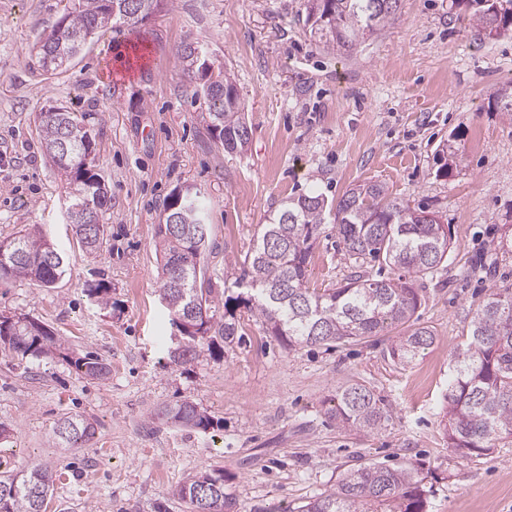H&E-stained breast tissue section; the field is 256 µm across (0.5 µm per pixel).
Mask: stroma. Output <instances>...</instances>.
<instances>
[{
    "mask_svg": "<svg viewBox=\"0 0 512 512\" xmlns=\"http://www.w3.org/2000/svg\"><path fill=\"white\" fill-rule=\"evenodd\" d=\"M70 0H0V241L38 230L69 258L43 288L0 280V315L45 324L78 353L110 363L108 380L60 360L0 354V476L31 464L62 474L47 512H186L175 488L220 469L238 512L306 503L365 463L412 462L427 512H512V438L460 460L442 416L453 349L486 290L512 289V114L495 93L512 82V34L488 38L463 0H401L395 20L354 51L306 30L305 0H163L144 22L105 30L64 71L39 65V45ZM204 44L237 87L250 141L225 152L212 138L198 73L183 44ZM57 104L91 116L97 168L110 206L105 242L86 254L65 216L66 184L43 153L38 114ZM463 157L441 174L438 153ZM367 181L438 212L454 243L416 280L417 322L436 334L411 363L393 362L394 332L288 348L255 320L229 352L173 364L175 334L159 295L157 226L179 186L208 201V273L234 281L260 224L302 193L338 201ZM325 213L308 280L335 288L352 273ZM105 281L111 304L88 294ZM367 385L391 406L378 433L337 427V389ZM189 401L218 428L190 431L156 419ZM96 423L84 448H58L63 415Z\"/></svg>",
    "mask_w": 512,
    "mask_h": 512,
    "instance_id": "stroma-1",
    "label": "stroma"
}]
</instances>
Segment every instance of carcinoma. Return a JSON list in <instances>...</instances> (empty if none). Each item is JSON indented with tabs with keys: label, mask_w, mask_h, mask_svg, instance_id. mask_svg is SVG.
Listing matches in <instances>:
<instances>
[{
	"label": "carcinoma",
	"mask_w": 512,
	"mask_h": 512,
	"mask_svg": "<svg viewBox=\"0 0 512 512\" xmlns=\"http://www.w3.org/2000/svg\"><path fill=\"white\" fill-rule=\"evenodd\" d=\"M399 0H326L310 33L325 45L351 51L364 38L380 35L395 19ZM471 20L488 38L512 32V0H466ZM161 0H77L45 37L40 49L59 54L54 69H63L79 54L86 42L105 28L135 26L160 6ZM186 65L195 71L209 70L207 48L199 42L182 46ZM212 75L215 91L208 99V127L215 141L227 151L243 152L248 146L249 128L242 116L241 101L224 100V90L235 85L226 67L219 65ZM39 133L45 156L68 184L76 179L62 167V159L88 156L95 152L87 115L67 108L53 115L39 114ZM328 202L321 195L289 197L262 225L253 247L240 263L241 274L234 287L206 277L200 265L202 251L194 230L206 220V202L195 192L179 207L169 200L165 219L177 218L190 233L174 237L169 224L158 225L156 251L162 266L160 296L171 324L186 340L183 347L168 351L174 363L203 353L233 347L240 342V316L245 309L260 320L265 330L290 347L332 344L379 336L403 328L390 346L392 359L408 364L435 341L434 331L415 325L421 305L419 289L404 273L431 274L448 260L452 249L448 229L436 218H422L425 207L400 200L378 183L368 182L344 195L335 205L336 229L343 242L345 258L359 265L376 263L396 272L387 278L358 275L336 288H311L307 272L312 239L322 223ZM70 224L92 253L102 247L105 225L84 233L82 213L70 215ZM48 239L30 232L19 233L0 250V279H29L52 288L64 275L65 254L53 247L55 259L48 260ZM182 266L187 288L170 283V264ZM206 310V318L183 328L190 305ZM0 348L12 356L26 358L58 355L76 371L105 380L111 365L104 359L74 354L66 341L45 324L29 317H0ZM328 414L336 424L370 434L387 426L391 410L386 401L365 385L354 382L342 387L331 400ZM161 415L172 423L201 431L214 428V419L191 402L166 408ZM448 445L460 459L485 454L496 442L512 437V289L492 287L473 313L462 341L454 351V367L448 378ZM95 423L83 415H64L53 429L60 448H84L94 438ZM57 472L40 464L30 465L15 475L0 477V512H46ZM222 495L220 512H235V499L224 490V471L199 472L176 489L175 495L189 512H205V500L212 492ZM426 498L417 469L411 463L394 467L368 463L344 473L336 485L304 505L297 512H425Z\"/></svg>",
	"instance_id": "obj_1"
}]
</instances>
